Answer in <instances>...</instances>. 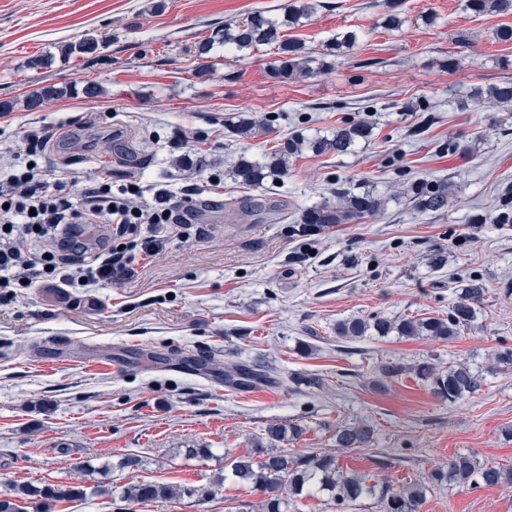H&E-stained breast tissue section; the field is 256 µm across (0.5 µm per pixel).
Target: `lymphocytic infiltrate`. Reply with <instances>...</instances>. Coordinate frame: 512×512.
Returning <instances> with one entry per match:
<instances>
[{
    "label": "lymphocytic infiltrate",
    "mask_w": 512,
    "mask_h": 512,
    "mask_svg": "<svg viewBox=\"0 0 512 512\" xmlns=\"http://www.w3.org/2000/svg\"><path fill=\"white\" fill-rule=\"evenodd\" d=\"M47 164L19 166L0 174V293L37 285L94 287L128 276L135 257L153 254L190 225L170 192L132 205L113 192L111 179L86 186L70 197L63 183H49ZM105 225L96 244L83 240L86 227Z\"/></svg>",
    "instance_id": "obj_1"
}]
</instances>
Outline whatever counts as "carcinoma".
<instances>
[{
  "mask_svg": "<svg viewBox=\"0 0 512 512\" xmlns=\"http://www.w3.org/2000/svg\"><path fill=\"white\" fill-rule=\"evenodd\" d=\"M401 0H385L383 24L389 30L399 31L406 22L400 9ZM318 7L317 0H287L281 7L282 15L272 17L267 11L257 9L235 23L224 27V46L238 53L254 51L264 45L277 46L278 58L271 76L281 82L307 78L330 68L328 57H336L351 49L358 41L354 30L336 34L325 45L323 58L309 55L304 43L284 37L283 31L312 18ZM465 9L475 16L496 14L512 15V0H465ZM99 39L88 34L77 42L60 45L63 56L89 55L97 51ZM76 91L72 85L42 86L26 99L24 107L36 109L43 104ZM477 103L493 101L503 107L512 106V80H506L473 94ZM373 132L372 122L367 118L351 121L339 126L331 136L305 138L295 135L270 153L264 160H251L241 156L232 171V179L241 185L262 187L267 182L282 181L288 176V161L291 157L311 152L315 155L334 153L343 156L354 147L368 140ZM414 208L422 213L443 214L448 210L451 185L445 181L429 182L414 180L402 190ZM336 201H323L301 211L298 224H358L361 220L375 216L384 210L387 199L370 191H357L349 186L346 178L336 182ZM492 224H512V186L506 187L487 216H476L473 221ZM486 288L476 279L456 289L448 317L436 316L397 318L351 317L336 324V339L359 342L367 336H401L404 338L429 337L439 341H450L474 324L482 310ZM512 366V348L498 350L493 356L492 366L481 371L462 360L447 369L431 362H422L411 367L418 379L426 383L431 393L440 401L453 404L481 391L486 374L501 367ZM406 371L397 363L380 367V379L374 384L382 393L386 382ZM300 436L295 425L288 427L276 424L266 429L265 440L258 443L254 453L259 460L240 458L230 466L231 475L239 481L252 485L261 496L258 512H288L291 500L313 491L325 492L337 512L364 498L378 496L381 512H417L426 498L428 487L421 484L408 485L397 491L390 485L370 484L365 477L345 471L336 462L335 456L318 451L290 453L284 448L288 438ZM374 429L364 423L336 427V447L363 448L373 439ZM428 482L435 485H455L465 489L493 487L512 484V468L480 464L473 456L460 454L448 461V466L434 469ZM17 494L24 497L39 496L47 502L77 499L84 491L72 486L34 485L19 487ZM180 488L159 482L139 481L127 487L125 499L131 503L163 502L176 498Z\"/></svg>",
  "mask_w": 512,
  "mask_h": 512,
  "instance_id": "1",
  "label": "carcinoma"
}]
</instances>
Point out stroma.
I'll return each mask as SVG.
<instances>
[{"label":"stroma","instance_id":"stroma-1","mask_svg":"<svg viewBox=\"0 0 512 512\" xmlns=\"http://www.w3.org/2000/svg\"><path fill=\"white\" fill-rule=\"evenodd\" d=\"M286 0H0V167L27 158L29 133L57 139L47 159L72 196L99 172L113 186L139 182L142 201L164 188L186 199L194 229L139 261L132 278L95 288L22 290L0 304V496L23 484L84 488L51 512H257L250 485L224 478L271 424L297 425L291 452L322 451L340 467L398 488L427 483L459 454L512 467V371L448 404L413 374L373 391L382 361L441 367L512 347V225L475 224L512 185V112L462 105L475 87L512 79V41L493 33L512 16H474L463 0H402V30L383 27L375 0H320L287 37L321 50L336 33L358 45L309 79L269 75L276 55L225 52V24L257 8L279 16ZM93 33L90 55L63 58L61 44ZM215 44L207 75L195 45ZM461 58L448 69L449 57ZM40 57L44 66L30 68ZM97 84L29 111L36 88ZM368 141L346 156L306 152L287 179L260 189L235 184L239 156L260 160L292 133L327 132L363 118ZM244 115L256 137L224 122ZM473 151L450 152L448 141ZM340 177L390 195L384 213L324 224L301 235L295 218L331 198ZM445 179L456 190L442 215L412 210L410 179ZM443 251L447 263L430 257ZM487 290L474 326L449 342L371 336L341 348L338 321L352 316H447L459 285ZM121 363L113 372V363ZM261 368L275 383L239 384L224 368ZM323 378V388L304 378ZM366 422L367 447L342 449L337 426ZM140 464L120 468L124 457ZM156 481L208 489L133 504L119 487ZM420 512H512V485L428 492Z\"/></svg>","mask_w":512,"mask_h":512}]
</instances>
